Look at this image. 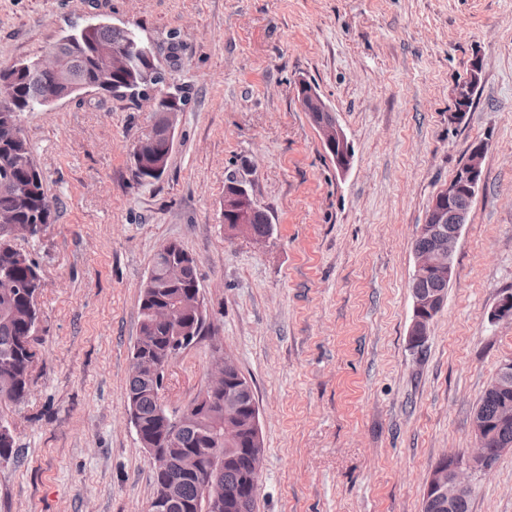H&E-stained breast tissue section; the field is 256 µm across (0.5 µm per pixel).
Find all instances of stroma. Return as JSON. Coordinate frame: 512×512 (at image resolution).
<instances>
[{
  "label": "stroma",
  "mask_w": 512,
  "mask_h": 512,
  "mask_svg": "<svg viewBox=\"0 0 512 512\" xmlns=\"http://www.w3.org/2000/svg\"><path fill=\"white\" fill-rule=\"evenodd\" d=\"M92 20L138 29L185 100L162 178L134 176L148 97L86 93L25 113L54 220L18 241L41 270L33 385L0 405L17 454L0 512H147L152 465L125 398L142 284L160 245L193 256L218 330L171 363L173 409L204 388L215 343L252 381L265 452L255 512H422L436 462L471 416L512 320V0H0V69ZM480 81L463 122L454 93ZM315 84L353 148L341 173L297 99ZM482 188L446 305L412 348L416 231L473 143ZM273 232L224 226L229 174ZM472 512H512V450Z\"/></svg>",
  "instance_id": "35a3bbf8"
}]
</instances>
